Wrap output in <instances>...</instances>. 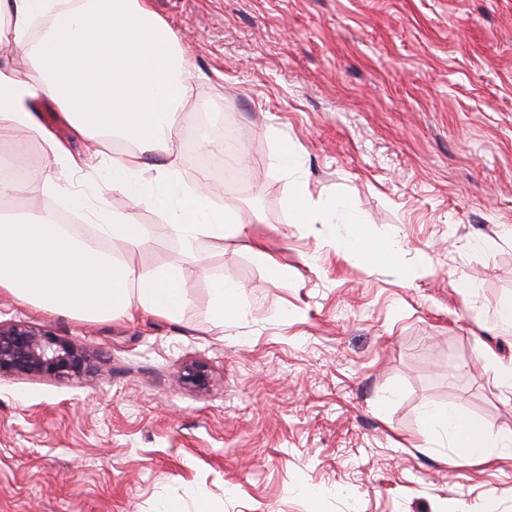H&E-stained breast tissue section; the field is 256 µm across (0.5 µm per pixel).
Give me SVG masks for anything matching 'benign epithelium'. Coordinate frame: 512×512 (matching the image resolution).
Returning <instances> with one entry per match:
<instances>
[{
	"label": "benign epithelium",
	"mask_w": 512,
	"mask_h": 512,
	"mask_svg": "<svg viewBox=\"0 0 512 512\" xmlns=\"http://www.w3.org/2000/svg\"><path fill=\"white\" fill-rule=\"evenodd\" d=\"M89 354L77 344L24 324H0V377L4 375L81 377L90 373ZM182 380L194 386L207 382L205 366L191 362L182 370Z\"/></svg>",
	"instance_id": "7a95c632"
}]
</instances>
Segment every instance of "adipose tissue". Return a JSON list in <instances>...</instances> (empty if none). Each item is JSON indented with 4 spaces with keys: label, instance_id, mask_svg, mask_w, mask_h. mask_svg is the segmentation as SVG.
<instances>
[{
    "label": "adipose tissue",
    "instance_id": "adipose-tissue-1",
    "mask_svg": "<svg viewBox=\"0 0 512 512\" xmlns=\"http://www.w3.org/2000/svg\"><path fill=\"white\" fill-rule=\"evenodd\" d=\"M0 44L23 48L40 72L35 84L0 68L1 154L12 150L15 131L37 129L28 105L45 96L84 141L87 160L101 155L104 136L131 143L124 158L113 160L106 184L134 208L165 218L169 235L183 245L184 263L204 266L202 240L246 234L238 211L213 206L207 184L187 189L178 180V109L192 95L191 72L176 36L144 0H0ZM150 155L164 157V164L148 168ZM286 205L299 224L353 225V232L335 237L350 257L385 267L401 261L398 241L362 230L350 198L326 206L295 180ZM94 218L81 230L49 216L1 210L0 292L84 321L139 311L178 320L190 302L184 264H128L122 248L139 244L144 226L133 212L101 209ZM240 295L232 275L211 278L209 332L223 335L225 322L241 314ZM424 421L447 437L456 465L512 459V431L467 419L456 406L427 408Z\"/></svg>",
    "mask_w": 512,
    "mask_h": 512
}]
</instances>
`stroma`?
Segmentation results:
<instances>
[{"instance_id":"stroma-1","label":"stroma","mask_w":512,"mask_h":512,"mask_svg":"<svg viewBox=\"0 0 512 512\" xmlns=\"http://www.w3.org/2000/svg\"><path fill=\"white\" fill-rule=\"evenodd\" d=\"M194 74L177 160L202 173L201 128L222 114L251 166L211 181L247 235L186 265L179 320L84 322L0 294V322L69 339L84 378L0 377V512H512V460L459 467L426 406L454 404L512 430V391L486 357L512 360L495 328L512 299V0H148ZM24 134L27 186L13 210L61 216L47 173L69 169L43 135L84 146L47 98ZM298 154L276 164L279 141ZM313 200L346 196L400 266L347 256L324 224H297L290 179ZM100 206L147 230L135 265L182 258L164 218L102 189ZM288 269L272 282L254 253ZM242 286V314L207 331L213 277ZM472 282L474 291L462 288ZM209 380L181 381L185 364Z\"/></svg>"}]
</instances>
